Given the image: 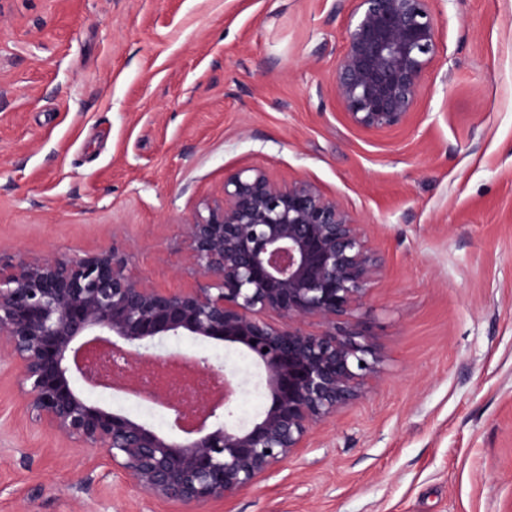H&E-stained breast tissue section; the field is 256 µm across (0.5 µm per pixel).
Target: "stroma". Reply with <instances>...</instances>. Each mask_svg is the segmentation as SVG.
<instances>
[{
	"instance_id": "obj_1",
	"label": "stroma",
	"mask_w": 512,
	"mask_h": 512,
	"mask_svg": "<svg viewBox=\"0 0 512 512\" xmlns=\"http://www.w3.org/2000/svg\"><path fill=\"white\" fill-rule=\"evenodd\" d=\"M350 0H0V248L116 245L165 288L185 224L243 166L336 197L380 259L359 312L383 381L257 486L197 512H512V0H435L441 53L405 126L346 119ZM236 415L264 387L221 344ZM93 400L172 431L163 406ZM0 384V512H181L15 424Z\"/></svg>"
}]
</instances>
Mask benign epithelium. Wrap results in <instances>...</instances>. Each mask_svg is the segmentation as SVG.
Listing matches in <instances>:
<instances>
[{
	"instance_id": "7a95c632",
	"label": "benign epithelium",
	"mask_w": 512,
	"mask_h": 512,
	"mask_svg": "<svg viewBox=\"0 0 512 512\" xmlns=\"http://www.w3.org/2000/svg\"><path fill=\"white\" fill-rule=\"evenodd\" d=\"M333 84L349 122L403 126L440 53L433 0H352ZM191 282L161 288L117 246L73 256L0 254V356L13 365L30 422L71 448L103 451L146 494L195 509L228 501L304 447L312 432L380 381L384 359L358 312L378 259L361 224L334 197L260 168L224 177L186 224ZM189 338L242 347L264 373L267 407L228 420L234 371L185 353ZM172 360L221 379L227 393L191 431L206 402L158 393L182 440L89 399L78 386L125 387Z\"/></svg>"
}]
</instances>
